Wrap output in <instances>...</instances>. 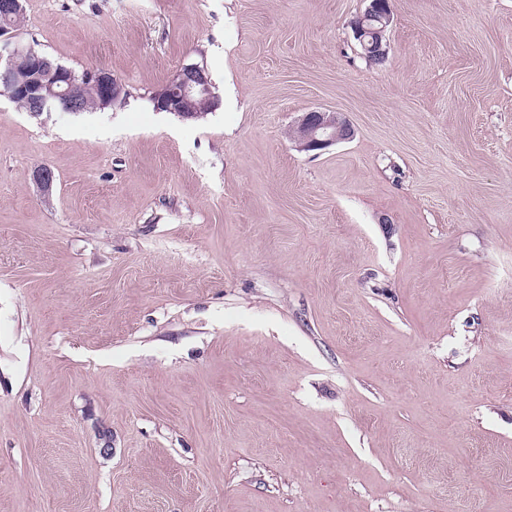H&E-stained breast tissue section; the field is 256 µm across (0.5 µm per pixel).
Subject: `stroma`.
Returning a JSON list of instances; mask_svg holds the SVG:
<instances>
[{
	"mask_svg": "<svg viewBox=\"0 0 512 512\" xmlns=\"http://www.w3.org/2000/svg\"><path fill=\"white\" fill-rule=\"evenodd\" d=\"M389 6L25 0L129 96L0 94V512H512V0ZM368 7L354 25L355 37L362 44L364 56L369 61H381L387 53L384 40L386 29L390 23L388 0H367ZM376 22L378 26L370 25ZM198 98L208 99L213 104L217 102L204 62L183 64L171 75L167 83L153 94L151 99L155 111L173 112L183 120L199 121L209 114L210 109L203 104L200 105L201 112H197ZM352 135L349 123L337 113L318 110L306 112L293 130L294 140L305 151L326 149Z\"/></svg>",
	"mask_w": 512,
	"mask_h": 512,
	"instance_id": "obj_1",
	"label": "stroma"
}]
</instances>
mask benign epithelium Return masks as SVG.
Returning a JSON list of instances; mask_svg holds the SVG:
<instances>
[{"label":"benign epithelium","instance_id":"1","mask_svg":"<svg viewBox=\"0 0 512 512\" xmlns=\"http://www.w3.org/2000/svg\"><path fill=\"white\" fill-rule=\"evenodd\" d=\"M24 9V0L0 3V93L24 103L32 113L53 108L61 112H79L82 102L78 89L86 84L98 93L100 108L122 104L125 88L112 73L96 68L75 72L40 55L34 46L21 40V29L12 19ZM390 23L388 0H369L363 15L354 25L355 37L364 56L381 61L387 53L385 32ZM217 102L207 66L203 62L182 65L167 83L152 96L157 112H173L183 119L197 112L196 100ZM349 123L335 112L313 110L299 119L293 138L305 151L323 150L351 138Z\"/></svg>","mask_w":512,"mask_h":512}]
</instances>
